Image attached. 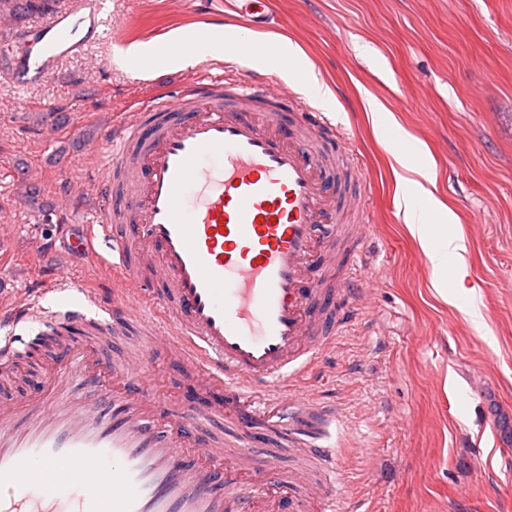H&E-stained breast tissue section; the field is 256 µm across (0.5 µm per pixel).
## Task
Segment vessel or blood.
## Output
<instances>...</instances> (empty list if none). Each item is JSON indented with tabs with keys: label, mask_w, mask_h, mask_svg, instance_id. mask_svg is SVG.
Wrapping results in <instances>:
<instances>
[{
	"label": "vessel or blood",
	"mask_w": 512,
	"mask_h": 512,
	"mask_svg": "<svg viewBox=\"0 0 512 512\" xmlns=\"http://www.w3.org/2000/svg\"><path fill=\"white\" fill-rule=\"evenodd\" d=\"M249 27L269 25L266 0H238ZM101 0H72L26 31L0 75L19 83L100 35ZM291 86L198 76L120 112L104 135L93 182L98 210L75 239L98 242L91 264L112 282L108 318L82 308H0V321L43 323L54 363L41 394L0 399V512H344L335 410L297 382L366 307L374 278L358 266L370 219L336 181L325 113ZM160 330L153 352L187 362L196 406L157 396L145 373L111 364L100 338L130 319ZM100 384L96 403L78 389ZM287 416L277 428L303 466L283 472L256 453L260 400ZM230 420L234 447L208 424Z\"/></svg>",
	"instance_id": "1"
}]
</instances>
